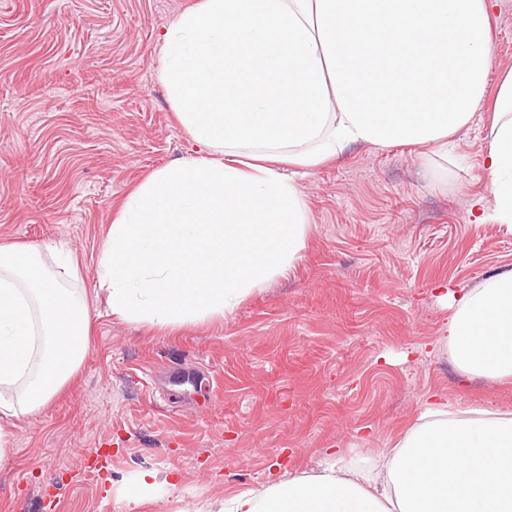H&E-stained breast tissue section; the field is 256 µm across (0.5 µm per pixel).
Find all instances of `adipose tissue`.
<instances>
[{"label":"adipose tissue","mask_w":512,"mask_h":512,"mask_svg":"<svg viewBox=\"0 0 512 512\" xmlns=\"http://www.w3.org/2000/svg\"><path fill=\"white\" fill-rule=\"evenodd\" d=\"M502 0H197L162 36L161 79L196 156L121 205L98 259L112 317L175 328L220 320L306 247L284 165L363 144L448 152L485 102ZM479 220L512 224V70L502 73ZM38 245L0 244V461L17 423L79 368L88 304ZM444 339L466 375L512 379V270L452 294ZM223 512H512V414L427 406L383 460L328 454Z\"/></svg>","instance_id":"obj_1"}]
</instances>
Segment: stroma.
<instances>
[{
    "instance_id": "stroma-1",
    "label": "stroma",
    "mask_w": 512,
    "mask_h": 512,
    "mask_svg": "<svg viewBox=\"0 0 512 512\" xmlns=\"http://www.w3.org/2000/svg\"><path fill=\"white\" fill-rule=\"evenodd\" d=\"M196 0H0V243L58 241L93 311L78 371L18 422L0 512H220L317 471L380 459L426 397L512 413V382L466 378L440 340L458 292L512 269V227L478 221L490 114L447 157L356 145L295 181L310 230L294 268L224 319L121 321L99 289L105 233L151 173L195 155L160 78V37ZM512 69V0L491 18ZM137 506L131 487L141 475Z\"/></svg>"
}]
</instances>
